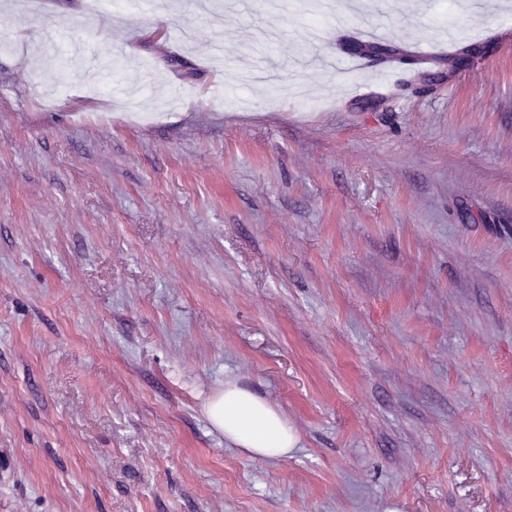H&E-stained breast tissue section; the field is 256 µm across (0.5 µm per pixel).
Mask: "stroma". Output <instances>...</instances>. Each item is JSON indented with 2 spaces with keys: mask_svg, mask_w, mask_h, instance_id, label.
I'll list each match as a JSON object with an SVG mask.
<instances>
[{
  "mask_svg": "<svg viewBox=\"0 0 512 512\" xmlns=\"http://www.w3.org/2000/svg\"><path fill=\"white\" fill-rule=\"evenodd\" d=\"M443 2L0 0V512H512V0ZM207 415L227 440L257 457L286 456L296 441L288 421L277 409L234 384L226 385L211 398Z\"/></svg>",
  "mask_w": 512,
  "mask_h": 512,
  "instance_id": "35a3bbf8",
  "label": "stroma"
}]
</instances>
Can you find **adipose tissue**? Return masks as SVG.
<instances>
[{
  "mask_svg": "<svg viewBox=\"0 0 512 512\" xmlns=\"http://www.w3.org/2000/svg\"><path fill=\"white\" fill-rule=\"evenodd\" d=\"M207 415L227 440L257 457L286 456L296 441L286 418L277 409L232 384L211 398Z\"/></svg>",
  "mask_w": 512,
  "mask_h": 512,
  "instance_id": "1",
  "label": "adipose tissue"
}]
</instances>
